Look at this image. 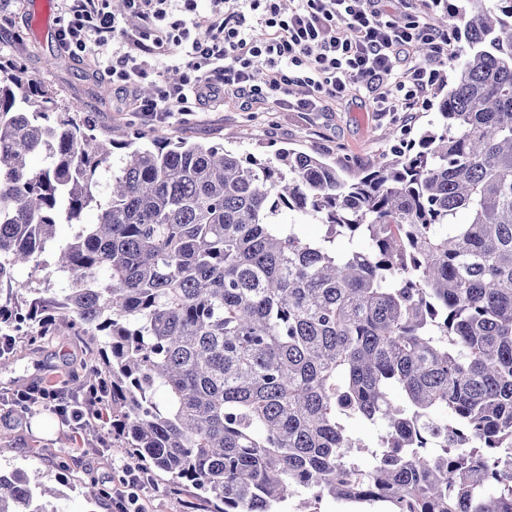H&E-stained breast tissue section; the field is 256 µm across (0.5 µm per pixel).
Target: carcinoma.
<instances>
[{
	"label": "carcinoma",
	"instance_id": "1",
	"mask_svg": "<svg viewBox=\"0 0 512 512\" xmlns=\"http://www.w3.org/2000/svg\"><path fill=\"white\" fill-rule=\"evenodd\" d=\"M450 18L469 53L436 120L356 175L299 149L118 144L0 62V337L89 340L88 423L213 512H512V0ZM60 224L81 229L49 296L14 272ZM353 419L383 427L367 464ZM48 493L0 472V512H57Z\"/></svg>",
	"mask_w": 512,
	"mask_h": 512
}]
</instances>
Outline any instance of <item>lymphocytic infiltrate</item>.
<instances>
[{
	"mask_svg": "<svg viewBox=\"0 0 512 512\" xmlns=\"http://www.w3.org/2000/svg\"><path fill=\"white\" fill-rule=\"evenodd\" d=\"M61 2L60 47L103 67L151 118L204 108L224 96L320 112L355 86L378 91L379 111H406L434 86L438 71L416 63L397 77L395 62L421 45L442 54L450 40L447 30L414 16L402 26L385 21L386 0H297L288 14L279 0H208L202 16L198 0H127L141 21L134 35L123 29L111 0ZM162 52L172 57L178 80L152 98H137L139 79Z\"/></svg>",
	"mask_w": 512,
	"mask_h": 512,
	"instance_id": "lymphocytic-infiltrate-1",
	"label": "lymphocytic infiltrate"
}]
</instances>
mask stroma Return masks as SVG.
<instances>
[{
  "instance_id": "35a3bbf8",
  "label": "stroma",
  "mask_w": 512,
  "mask_h": 512,
  "mask_svg": "<svg viewBox=\"0 0 512 512\" xmlns=\"http://www.w3.org/2000/svg\"><path fill=\"white\" fill-rule=\"evenodd\" d=\"M0 13L9 18L0 25V56L17 61L62 98L81 104L103 132L130 127L172 143H219L243 155H270L289 146L321 154L356 172L391 151V130L417 132L435 120L438 110L440 97L433 90L412 111L379 112L372 93L355 87L345 98L327 101L321 112H287L271 103L246 111L240 100L226 98L205 109L152 121L118 93L109 76L62 54L56 40L57 14L35 22L31 0H0ZM88 349L86 341L75 336L45 337L35 350L19 342L12 365L0 368V468L21 467L31 480L53 482L59 491L54 502L58 512H113L112 496L129 457L110 426L77 429L59 417L52 404L40 402L24 409L14 398L33 384L81 379ZM37 421L50 425V433L35 432ZM64 456L70 472L62 477L58 462ZM139 503L144 512H182L186 503L193 512L212 508L199 490L168 484L166 475L158 472L140 491Z\"/></svg>"
}]
</instances>
